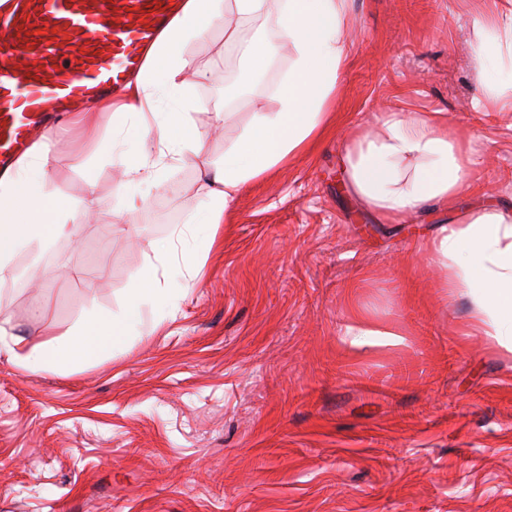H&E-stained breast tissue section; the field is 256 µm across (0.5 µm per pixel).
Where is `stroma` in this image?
I'll return each instance as SVG.
<instances>
[{
    "mask_svg": "<svg viewBox=\"0 0 512 512\" xmlns=\"http://www.w3.org/2000/svg\"><path fill=\"white\" fill-rule=\"evenodd\" d=\"M512 0H352L334 120L312 152L251 182L191 263L162 262L164 302L139 333L80 366L31 372L0 353V512H512V353L466 331L430 239L487 204L512 209V112L486 97L479 20ZM192 122L232 118L221 161L288 70L290 49L241 82L223 19L187 47ZM433 115L480 156L458 201L380 220L348 189L354 131L384 110ZM112 116L90 140L41 134L73 233L33 244L0 285V330L21 351L119 311L151 249L201 201L192 154L128 214L108 160ZM98 213L86 222L85 208ZM395 333L351 346L348 326Z\"/></svg>",
    "mask_w": 512,
    "mask_h": 512,
    "instance_id": "obj_1",
    "label": "stroma"
}]
</instances>
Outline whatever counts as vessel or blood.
Returning a JSON list of instances; mask_svg holds the SVG:
<instances>
[{
    "label": "vessel or blood",
    "mask_w": 512,
    "mask_h": 512,
    "mask_svg": "<svg viewBox=\"0 0 512 512\" xmlns=\"http://www.w3.org/2000/svg\"><path fill=\"white\" fill-rule=\"evenodd\" d=\"M183 0H11L0 12V167L52 118L119 91Z\"/></svg>",
    "instance_id": "vessel-or-blood-1"
}]
</instances>
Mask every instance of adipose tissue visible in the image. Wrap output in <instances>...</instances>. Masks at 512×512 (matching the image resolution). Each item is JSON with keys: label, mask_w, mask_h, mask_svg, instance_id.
<instances>
[{"label": "adipose tissue", "mask_w": 512, "mask_h": 512, "mask_svg": "<svg viewBox=\"0 0 512 512\" xmlns=\"http://www.w3.org/2000/svg\"><path fill=\"white\" fill-rule=\"evenodd\" d=\"M351 0H185L183 9L148 48L146 63L117 98L92 102L73 122L95 138L100 113L114 118L110 160L119 162L139 184L160 186L169 159L201 153L204 137L189 123L197 107L186 73L185 49L223 18L236 37L241 25L258 20L263 33L241 46L250 73L266 71L278 44L292 49L286 74L275 91L277 108L253 112L238 138L224 149L221 165L205 169L206 192L187 229L214 237L225 213L252 181L268 176L290 158L307 152L329 120L339 75L347 58L344 29ZM480 56L512 59V22L483 19ZM380 132L358 131L346 149L343 166L350 192L380 218L393 221L431 203L459 196L479 161L451 140L432 116L385 112ZM130 125L156 152L131 150L122 136ZM56 170L48 144L37 143L16 162L14 173L0 176V284L14 276L15 253L33 242L69 235L70 203L46 192ZM432 262L449 267L451 291L470 299L468 327L512 352V212L472 215L461 224L441 225L432 243ZM158 267L147 262L125 310L93 318L73 329L59 344L42 345L18 355L15 344H0L9 358L32 372L65 361L81 364L112 350L133 330L132 310L165 299Z\"/></svg>", "instance_id": "adipose-tissue-1"}]
</instances>
